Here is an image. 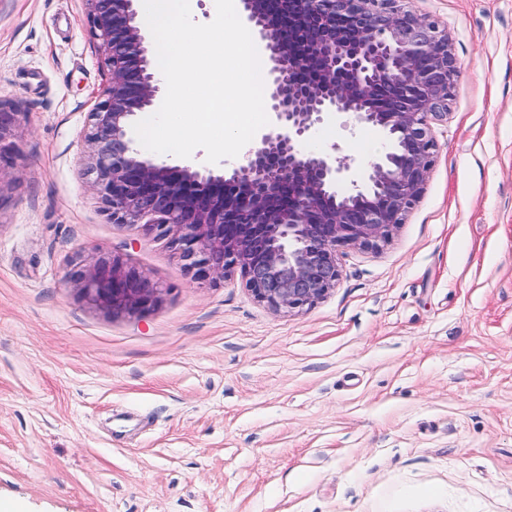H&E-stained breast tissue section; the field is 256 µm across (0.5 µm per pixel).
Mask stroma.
I'll list each match as a JSON object with an SVG mask.
<instances>
[{
  "label": "stroma",
  "instance_id": "obj_1",
  "mask_svg": "<svg viewBox=\"0 0 512 512\" xmlns=\"http://www.w3.org/2000/svg\"><path fill=\"white\" fill-rule=\"evenodd\" d=\"M461 69L404 224L278 314L110 223L83 176L106 81L84 0H0V512H512V0H411ZM363 164L376 128L308 151ZM103 249L163 287L139 315L64 278ZM0 107V168L12 159L20 127V113L3 112Z\"/></svg>",
  "mask_w": 512,
  "mask_h": 512
}]
</instances>
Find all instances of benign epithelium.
I'll use <instances>...</instances> for the list:
<instances>
[{"instance_id": "benign-epithelium-1", "label": "benign epithelium", "mask_w": 512, "mask_h": 512, "mask_svg": "<svg viewBox=\"0 0 512 512\" xmlns=\"http://www.w3.org/2000/svg\"><path fill=\"white\" fill-rule=\"evenodd\" d=\"M107 71L85 133L86 176L112 223L166 241L193 280L240 270L276 313L311 307L336 286L342 248L370 249L403 224L429 177L432 124L448 117L460 70L448 35L406 0H242L268 59L272 123L231 172L143 156L129 129L161 91L137 0H84ZM348 116L390 147L346 194L351 162L332 147L306 152L320 125ZM20 113L0 110V165L12 159ZM65 278L90 303L141 314L162 288L101 249Z\"/></svg>"}]
</instances>
